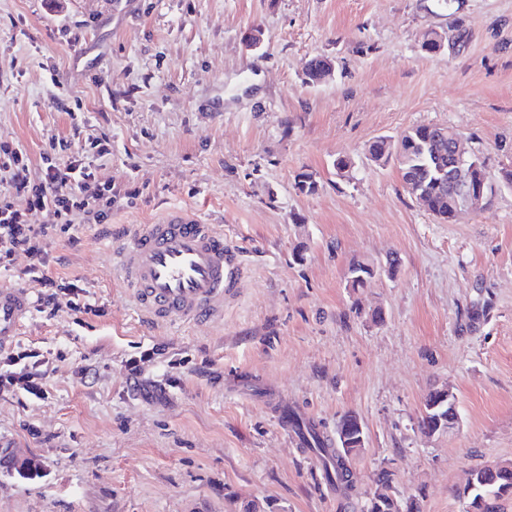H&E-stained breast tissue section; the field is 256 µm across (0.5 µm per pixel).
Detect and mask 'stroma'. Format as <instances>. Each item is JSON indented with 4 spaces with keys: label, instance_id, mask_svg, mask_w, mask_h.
<instances>
[{
    "label": "stroma",
    "instance_id": "obj_1",
    "mask_svg": "<svg viewBox=\"0 0 512 512\" xmlns=\"http://www.w3.org/2000/svg\"><path fill=\"white\" fill-rule=\"evenodd\" d=\"M458 22L456 51H421ZM319 56L336 70L311 85ZM76 122L112 139V214L76 216L53 271L101 312L62 294L26 320L16 345L44 352L47 394L0 395V512H363L383 469L401 505L464 512L469 471L512 464V188L444 224L367 152L441 124L490 171L512 164V0H0V145L35 174ZM174 205L223 227L246 278L223 320L148 329L110 233ZM355 259L376 269L358 290ZM443 386L459 422L428 438ZM282 406L326 436L361 419L350 494Z\"/></svg>",
    "mask_w": 512,
    "mask_h": 512
}]
</instances>
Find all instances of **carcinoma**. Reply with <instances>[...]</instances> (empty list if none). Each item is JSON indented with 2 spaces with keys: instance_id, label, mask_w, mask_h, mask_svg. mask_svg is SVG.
Listing matches in <instances>:
<instances>
[{
  "instance_id": "cac0c4a2",
  "label": "carcinoma",
  "mask_w": 512,
  "mask_h": 512,
  "mask_svg": "<svg viewBox=\"0 0 512 512\" xmlns=\"http://www.w3.org/2000/svg\"><path fill=\"white\" fill-rule=\"evenodd\" d=\"M305 76L308 82H321L325 77V62L319 57L310 60ZM435 137L433 126L419 125L399 135L395 140L381 138L369 147L370 159L383 164L396 156L402 179L412 184L410 194L426 204L431 214L443 223L455 220V204L448 183L438 182L434 163L430 158V143ZM371 277L370 264L354 261L349 265L347 282L352 288H361ZM288 423L301 436L306 448L315 452L325 465L328 478L343 492L351 489L350 460L361 453L357 448H335L331 440L321 435L315 425L304 422L294 411L288 412ZM475 489L463 487L458 496L469 494L472 501L494 496L493 510L478 506L476 512H497V501L512 496V464L482 467L471 470ZM393 473L382 470L377 475L375 498L389 500V512H401L398 501L392 495Z\"/></svg>"
}]
</instances>
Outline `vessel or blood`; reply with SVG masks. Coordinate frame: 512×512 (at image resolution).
I'll list each match as a JSON object with an SVG mask.
<instances>
[{"instance_id":"1","label":"vessel or blood","mask_w":512,"mask_h":512,"mask_svg":"<svg viewBox=\"0 0 512 512\" xmlns=\"http://www.w3.org/2000/svg\"><path fill=\"white\" fill-rule=\"evenodd\" d=\"M118 284L147 326L215 322L243 268L217 224L184 207L135 225L112 252ZM25 288H0V350L11 347L31 309Z\"/></svg>"}]
</instances>
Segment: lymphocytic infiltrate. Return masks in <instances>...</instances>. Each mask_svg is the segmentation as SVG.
Here are the masks:
<instances>
[{"label": "lymphocytic infiltrate", "instance_id": "obj_1", "mask_svg": "<svg viewBox=\"0 0 512 512\" xmlns=\"http://www.w3.org/2000/svg\"><path fill=\"white\" fill-rule=\"evenodd\" d=\"M59 155L44 154L38 175L30 173V158L21 147L0 146V178H7L10 195L0 196V271H11L17 259H25L23 275L40 285L36 299L39 312L55 313L60 289H68L72 311L95 313L86 300L84 288L71 283L61 286L50 266L52 248L73 227L77 213L94 220L107 218L112 211V188L96 180V164L111 154L108 135L89 139L84 149L71 151L70 143L59 140ZM47 209L55 218L51 224H32L30 212ZM46 358L36 349L0 354V393L8 392L26 399H41V382Z\"/></svg>", "mask_w": 512, "mask_h": 512}]
</instances>
